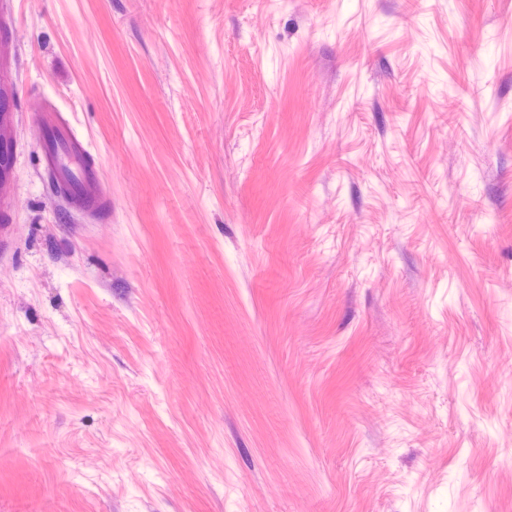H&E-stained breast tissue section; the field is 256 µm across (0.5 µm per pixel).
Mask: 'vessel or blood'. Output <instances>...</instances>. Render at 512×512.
<instances>
[{
	"label": "vessel or blood",
	"instance_id": "vessel-or-blood-1",
	"mask_svg": "<svg viewBox=\"0 0 512 512\" xmlns=\"http://www.w3.org/2000/svg\"><path fill=\"white\" fill-rule=\"evenodd\" d=\"M39 126L43 169L55 187L88 209L111 205L112 200L103 189L100 170L91 157L89 143L58 113H43ZM13 154L10 137L0 138V181L19 176Z\"/></svg>",
	"mask_w": 512,
	"mask_h": 512
}]
</instances>
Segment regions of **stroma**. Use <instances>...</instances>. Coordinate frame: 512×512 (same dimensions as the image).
Masks as SVG:
<instances>
[{
	"label": "stroma",
	"mask_w": 512,
	"mask_h": 512,
	"mask_svg": "<svg viewBox=\"0 0 512 512\" xmlns=\"http://www.w3.org/2000/svg\"><path fill=\"white\" fill-rule=\"evenodd\" d=\"M0 83V512H512V0H0ZM39 126L43 169L55 187L87 209L111 208L89 143L56 112H44ZM2 137V151H1ZM2 152V153H1ZM14 145L5 133L0 132V181H10L19 178L20 173L13 163Z\"/></svg>",
	"instance_id": "1"
}]
</instances>
